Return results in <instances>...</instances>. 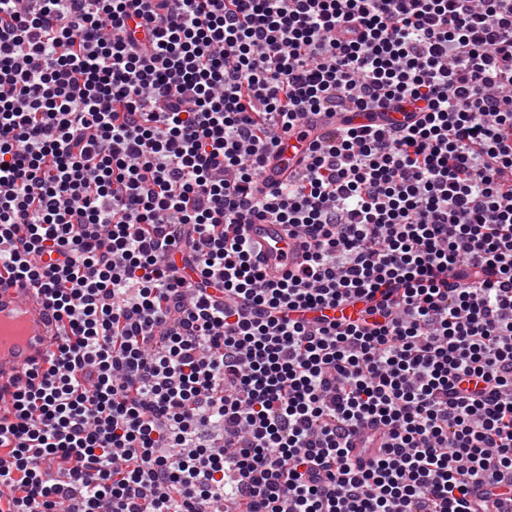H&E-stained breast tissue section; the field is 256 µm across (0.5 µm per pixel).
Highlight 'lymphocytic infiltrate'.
I'll return each mask as SVG.
<instances>
[{"mask_svg": "<svg viewBox=\"0 0 512 512\" xmlns=\"http://www.w3.org/2000/svg\"><path fill=\"white\" fill-rule=\"evenodd\" d=\"M268 219L308 246L276 282ZM4 241L60 339L0 407V512L512 499V0H0ZM338 113L342 114L344 117L353 119V124H369L371 123V117L375 115L376 117L381 114L383 116L384 122L386 124H390L392 122H404L403 112H397L393 109L387 110L386 112H336V114L332 117V120L336 123V118L338 117ZM377 122L381 121L379 117L376 119ZM321 133L317 124H307L285 135L274 152V158L262 175L267 190H275L300 165L310 143ZM245 229L251 250L267 279H282L304 262L306 250L302 240L289 239L284 225L266 221L248 224Z\"/></svg>", "mask_w": 512, "mask_h": 512, "instance_id": "obj_1", "label": "lymphocytic infiltrate"}]
</instances>
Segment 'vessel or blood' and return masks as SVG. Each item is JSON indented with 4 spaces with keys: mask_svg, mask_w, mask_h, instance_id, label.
Instances as JSON below:
<instances>
[{
    "mask_svg": "<svg viewBox=\"0 0 512 512\" xmlns=\"http://www.w3.org/2000/svg\"><path fill=\"white\" fill-rule=\"evenodd\" d=\"M321 133L316 124H307L285 135L274 158L262 175L267 189L275 190L303 161L310 143ZM246 237L260 267L270 280H279L299 267L306 250L301 239H291L281 224L265 222L246 227ZM21 316L25 319L23 342L0 352V394L14 391L24 374L42 365L57 341L55 320L46 309L39 291L10 279L0 280V321Z\"/></svg>",
    "mask_w": 512,
    "mask_h": 512,
    "instance_id": "obj_1",
    "label": "vessel or blood"
}]
</instances>
